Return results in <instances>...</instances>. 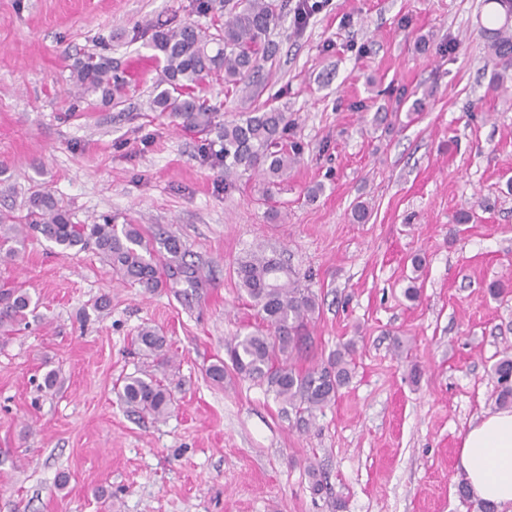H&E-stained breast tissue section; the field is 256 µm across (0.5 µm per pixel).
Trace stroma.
<instances>
[{"instance_id": "stroma-1", "label": "stroma", "mask_w": 512, "mask_h": 512, "mask_svg": "<svg viewBox=\"0 0 512 512\" xmlns=\"http://www.w3.org/2000/svg\"><path fill=\"white\" fill-rule=\"evenodd\" d=\"M495 10L325 0L301 29L284 13L252 98L207 91L222 121L264 105L293 114L301 160L275 192V217L258 178L147 109L161 72L152 36L165 22L209 26L195 0H0V210L24 214L48 193L80 224L107 215L149 236L170 230L202 275L149 294L92 251L42 240L0 263V282L40 302L28 328L0 335V512H480L458 494L460 440L498 411L491 367L512 353V70L492 86L483 30ZM92 53L123 75L148 61L121 106L79 97L71 66ZM380 109L395 121L374 123ZM251 251L318 298L297 368L356 342L349 382L306 425L265 383L206 374L258 326L235 274ZM146 324L174 362L177 405L160 422L117 396L141 367ZM50 367L58 383L46 392ZM312 463L326 477L318 494Z\"/></svg>"}]
</instances>
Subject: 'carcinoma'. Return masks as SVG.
<instances>
[{
  "mask_svg": "<svg viewBox=\"0 0 512 512\" xmlns=\"http://www.w3.org/2000/svg\"><path fill=\"white\" fill-rule=\"evenodd\" d=\"M505 15L504 23L485 36L491 56L512 66V0H494ZM284 0H244L242 8L224 17V33L218 37L185 22L176 28L161 27L153 35L163 55L161 77L154 86L152 111L169 112L220 143L216 157L224 167L263 176L262 195L287 180L298 163L300 146L290 139L293 119L279 108L248 112L241 119L219 123L216 108L202 92L209 82L246 91L258 80L263 63L277 52L269 40L281 18ZM72 79L84 94L99 93L112 101L125 93L128 81L112 73V59L89 55L72 65ZM32 239L44 240L63 254L91 249L121 282L154 293L167 285L175 272L190 281L201 279L198 268L185 260L180 239L168 233L162 239L166 256L156 257L151 240L138 224H74L69 213L48 194L34 196L23 215L0 213V262L13 261ZM235 273L240 290L250 300L263 328L236 336L225 344L228 360L208 368L209 377L224 383L226 364L239 376L266 382L277 398L295 411L297 421L308 423L313 413L331 402L352 372L355 343L348 341L320 364L296 369L294 355L309 337V324L319 308L316 296L300 280L282 278L285 269L274 257L251 252L237 260ZM38 307L31 294L17 286L0 289V330L13 332L28 325ZM144 368L126 377L118 391L126 409L163 420L172 411L174 396L163 376L172 367L168 343L158 329L143 326L135 337ZM497 384L496 401L512 403V356L507 354L492 368Z\"/></svg>",
  "mask_w": 512,
  "mask_h": 512,
  "instance_id": "cac0c4a2",
  "label": "carcinoma"
}]
</instances>
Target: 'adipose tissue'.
I'll use <instances>...</instances> for the list:
<instances>
[{"label": "adipose tissue", "instance_id": "adipose-tissue-1", "mask_svg": "<svg viewBox=\"0 0 512 512\" xmlns=\"http://www.w3.org/2000/svg\"><path fill=\"white\" fill-rule=\"evenodd\" d=\"M459 468L475 499L512 504V410L471 423L462 436Z\"/></svg>", "mask_w": 512, "mask_h": 512}]
</instances>
